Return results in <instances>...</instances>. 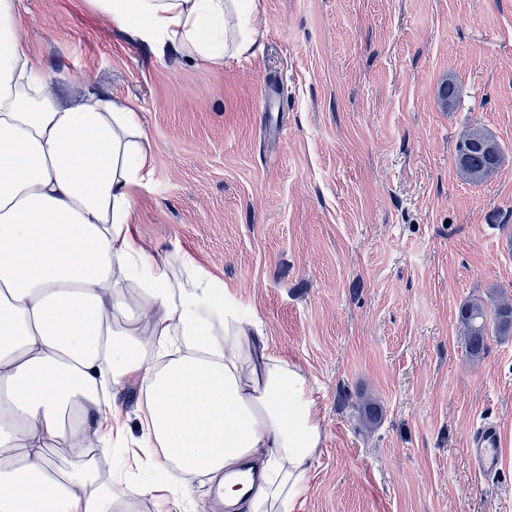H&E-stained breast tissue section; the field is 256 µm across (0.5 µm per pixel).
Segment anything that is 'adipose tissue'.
<instances>
[{
	"label": "adipose tissue",
	"instance_id": "obj_1",
	"mask_svg": "<svg viewBox=\"0 0 512 512\" xmlns=\"http://www.w3.org/2000/svg\"><path fill=\"white\" fill-rule=\"evenodd\" d=\"M134 37L223 64L254 43L257 0H91ZM0 0V512H124L199 477L236 512H294L320 442L315 400L224 285L146 249L130 215L154 155L137 112L61 106ZM139 385L127 441L121 395ZM134 445L142 483L96 457Z\"/></svg>",
	"mask_w": 512,
	"mask_h": 512
}]
</instances>
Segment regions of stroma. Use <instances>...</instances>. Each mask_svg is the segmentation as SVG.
Returning a JSON list of instances; mask_svg holds the SVG:
<instances>
[{"label": "stroma", "instance_id": "1", "mask_svg": "<svg viewBox=\"0 0 512 512\" xmlns=\"http://www.w3.org/2000/svg\"><path fill=\"white\" fill-rule=\"evenodd\" d=\"M259 6L251 51L220 66L90 0H22L21 21L59 103L90 88L138 112L140 242L223 282L305 378L321 440L296 512H512V336L473 360L458 323L512 299V0ZM476 125L503 159L472 183L455 147ZM485 418L503 446L483 481L466 448Z\"/></svg>", "mask_w": 512, "mask_h": 512}]
</instances>
